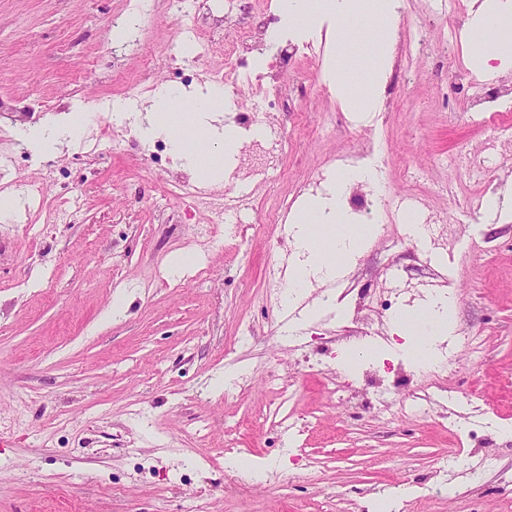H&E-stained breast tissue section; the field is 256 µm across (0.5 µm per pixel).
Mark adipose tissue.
Masks as SVG:
<instances>
[{
  "label": "adipose tissue",
  "instance_id": "ef3b65f1",
  "mask_svg": "<svg viewBox=\"0 0 512 512\" xmlns=\"http://www.w3.org/2000/svg\"><path fill=\"white\" fill-rule=\"evenodd\" d=\"M398 0H279L282 26L294 36L320 32L329 40L345 42L359 22L371 18H396ZM512 13V0H482L474 12L472 29L484 41L496 44L493 54L500 70H512V37L502 32V16ZM336 27L323 31L327 19ZM389 40L375 45V72L363 90L352 89L344 80L336 86L344 102L356 112H375L381 104V88L391 65ZM221 89L210 88L207 94L175 92L159 88L146 111H131L127 102L112 105L116 124H129L146 141L168 138L174 154L203 173H211L216 156L233 158L241 147L236 126L224 123L214 104L223 99ZM363 184L373 190L381 188V174L371 166L342 169L335 186L324 195L309 197L294 215L290 232L293 237L294 264L283 304L295 307L306 295L312 280L334 281L344 276L349 261L358 256L372 235L371 226L346 235L336 233L340 224H349L353 215L345 205L352 185ZM396 332L413 341L412 353L419 364L433 365L439 358L436 343L448 335L453 325V296L439 291L429 297L421 316L401 312L392 320Z\"/></svg>",
  "mask_w": 512,
  "mask_h": 512
}]
</instances>
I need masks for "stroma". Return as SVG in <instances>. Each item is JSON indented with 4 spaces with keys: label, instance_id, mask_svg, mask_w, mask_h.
Instances as JSON below:
<instances>
[{
    "label": "stroma",
    "instance_id": "obj_1",
    "mask_svg": "<svg viewBox=\"0 0 512 512\" xmlns=\"http://www.w3.org/2000/svg\"><path fill=\"white\" fill-rule=\"evenodd\" d=\"M277 0H197V37L172 20L170 0H0V512H367L387 499L399 512H512V151L488 152L490 174L469 183L456 156L486 146L498 113L473 118L482 83L500 74L470 63L474 0H402L392 22V65L381 111L350 112L337 79L372 76L362 31L343 44L292 39L281 63L254 45L235 76L225 120L258 111L293 141L276 185L256 176L242 219L181 221L166 192L186 163L154 162L152 143L117 127L98 101L142 108L149 92L125 78L153 62L155 85L193 86L224 71L211 49L215 18L263 32L281 18ZM135 18L113 42L114 17ZM193 46L199 60L184 51ZM264 68H256L257 56ZM305 86L268 108L267 87ZM77 113L83 131L58 156L38 154L28 128ZM376 167L379 195L346 200L375 224L355 265L330 282L334 302L282 335L281 291L269 270L291 248L273 195L297 207L321 177ZM417 192L427 224L414 239L397 198ZM79 194V223L57 224L60 198ZM453 254L443 267L431 252ZM208 274L197 277L198 269ZM451 291L452 368L421 367L394 330L395 310L422 308L425 284ZM129 296L121 315L116 294ZM379 352L346 370L354 345ZM239 370L246 387L212 380ZM427 403V414L413 412ZM266 461L247 486L231 456ZM447 481L450 490L420 498Z\"/></svg>",
    "mask_w": 512,
    "mask_h": 512
}]
</instances>
